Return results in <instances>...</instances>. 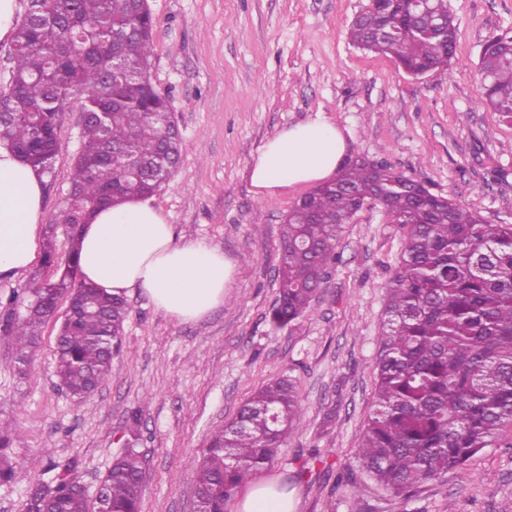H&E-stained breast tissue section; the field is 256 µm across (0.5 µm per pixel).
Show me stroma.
<instances>
[{"label": "stroma", "mask_w": 512, "mask_h": 512, "mask_svg": "<svg viewBox=\"0 0 512 512\" xmlns=\"http://www.w3.org/2000/svg\"><path fill=\"white\" fill-rule=\"evenodd\" d=\"M368 4L149 0L156 22L150 72L183 142L152 203L174 224L177 241L220 248L234 276L223 306L196 322L164 314L140 290L127 293L122 350L109 380L82 402L54 373L66 303L42 327L27 374L16 370L10 339L0 333V423L13 430L22 473L0 485V512H25L28 478L53 461L77 459L81 482L95 492L136 409L149 461L141 512H190L189 459L256 389L283 374L293 379L305 424L262 474L296 488L298 512H512V428L466 468L404 498L359 467L386 288L405 235L392 217L373 204L359 210L308 315L285 330L269 323L282 224L308 189L260 199L249 170L285 128L323 117L345 137L344 164L387 162L488 223L512 224V124L487 106L479 85L481 48L512 29V0H449L458 26L451 72L421 78L351 44L350 23ZM81 131L80 112H65L43 183L45 219L69 188ZM313 448L322 459L310 464ZM342 466L350 481L340 486Z\"/></svg>", "instance_id": "35a3bbf8"}]
</instances>
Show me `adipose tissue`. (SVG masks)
Here are the masks:
<instances>
[{
	"label": "adipose tissue",
	"mask_w": 512,
	"mask_h": 512,
	"mask_svg": "<svg viewBox=\"0 0 512 512\" xmlns=\"http://www.w3.org/2000/svg\"><path fill=\"white\" fill-rule=\"evenodd\" d=\"M346 152L342 133L322 118L288 127L259 150L250 170L256 196L331 179ZM43 177L0 144V273L17 275L39 257ZM82 280L113 294L137 288L157 310L182 322L204 318L224 303L233 264L202 240L179 242L150 201L98 209L80 237ZM238 512H297L286 485L253 479Z\"/></svg>",
	"instance_id": "adipose-tissue-1"
}]
</instances>
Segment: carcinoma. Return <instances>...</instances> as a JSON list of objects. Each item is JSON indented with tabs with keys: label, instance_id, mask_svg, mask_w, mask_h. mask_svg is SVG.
I'll use <instances>...</instances> for the list:
<instances>
[{
	"label": "carcinoma",
	"instance_id": "cac0c4a2",
	"mask_svg": "<svg viewBox=\"0 0 512 512\" xmlns=\"http://www.w3.org/2000/svg\"><path fill=\"white\" fill-rule=\"evenodd\" d=\"M406 0L384 21L365 9L350 24V41L413 69L449 72L457 24L448 0H430L431 17L447 34L401 31ZM151 12L131 0H34L17 25L8 53L10 80L0 93V140L49 173L59 151L63 112L89 115L55 217L72 225L71 247L58 260L47 239L44 264L55 270L13 292L0 330L11 336L15 363L29 370L42 326L66 297L73 314L61 324L55 349L59 386L86 399L112 372L128 309L77 278L79 228L98 207L150 196L161 187L144 171L121 172L130 158L161 155L177 165L183 143L162 119L167 97L153 85ZM497 52L480 58L483 99L512 121V29L492 38ZM117 50L134 76L112 75ZM382 162L354 164L315 187L286 216L279 255V291L269 321L295 326L309 311L336 261L342 226L358 200L378 194L384 213L406 228L386 291L384 341L375 364L374 404L357 458L378 485L401 497L461 469L512 427V224H489L448 198L423 188ZM305 412L291 379L277 377L252 394L236 417L215 431L191 461L198 512L224 503L258 469L274 463ZM124 448L94 496L76 478L78 463L52 467L26 491V512H140V414L131 413ZM11 434L0 425V484L16 479Z\"/></svg>",
	"mask_w": 512,
	"mask_h": 512
}]
</instances>
